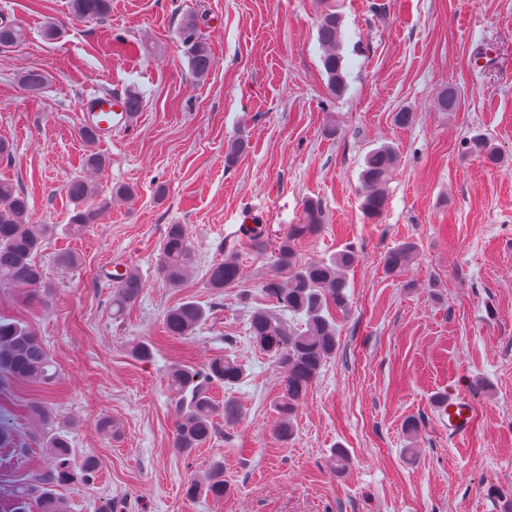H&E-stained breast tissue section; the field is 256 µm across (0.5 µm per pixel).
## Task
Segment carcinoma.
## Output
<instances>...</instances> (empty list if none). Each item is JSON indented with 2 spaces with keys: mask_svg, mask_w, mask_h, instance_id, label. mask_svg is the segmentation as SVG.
<instances>
[{
  "mask_svg": "<svg viewBox=\"0 0 512 512\" xmlns=\"http://www.w3.org/2000/svg\"><path fill=\"white\" fill-rule=\"evenodd\" d=\"M111 9V0H69L70 15L80 21L101 20ZM342 16L328 6L320 16L317 41L322 49L321 62L331 95L339 96L346 89L344 56L341 44ZM180 40L193 77L201 81L216 64L208 39L200 30L193 15L183 17L179 24ZM25 30L16 24H0V47L21 44ZM47 81L40 70L26 73L25 88L38 93ZM459 95L453 88L444 90L438 106L444 112L459 107ZM86 146L82 165L99 171L106 165V156L99 148L100 133L93 125H83L78 131ZM467 154L482 157L489 164L498 163L499 156L481 135L461 143ZM397 161L396 151L390 145L370 150L360 171L361 208L366 219L378 222L388 204L387 185ZM70 205V230L81 233L97 222L108 202L97 201L98 191L89 181L74 177L64 188ZM321 225V206L309 198L304 204L301 223L288 226L275 249L274 271L261 284L262 301L252 307L248 330L251 342L268 355L280 370L278 395L273 400L277 415L275 434L282 442L294 435V420L300 402L318 379L325 365L336 356L338 329L335 313H344L351 307L347 274L358 259L356 251L347 247L329 259L302 263L295 245L317 234ZM242 245L251 252H262L269 245L264 225L243 228ZM50 233V225L33 221L28 198L11 180L0 179V288L19 290L24 304L41 301L42 269L34 256L42 250ZM416 246L404 242L387 251L383 257L386 273L395 275L414 259ZM195 266V253L184 225H168L161 240L158 272L171 288H180L190 278ZM206 287L221 292L232 288L241 279L239 254L231 252L212 263L206 270ZM112 289V317L122 318L140 297L144 281L140 273L129 268L115 276ZM210 310L190 299L170 307L164 315L165 333L173 339H187L209 316ZM133 358L148 362L154 346L140 340L132 344ZM9 378L17 384L33 389L50 386L57 370L50 354L28 325L18 320L0 318V378ZM246 377L245 366L232 355H216L202 368L179 361L167 376L168 391L175 408L172 447L174 452L190 458L217 434V420L233 426L241 418L239 402L226 395L215 399L212 388L228 392L239 386ZM43 448L51 465L37 473L31 483H22L14 489L19 512H28L27 500L36 501L37 512H65L57 489L75 481L94 477L100 469L99 460L89 455L76 461L71 441L65 433L54 431L43 440ZM232 491V484L224 479V465L220 461L183 484V495L194 501L210 498L220 501Z\"/></svg>",
  "mask_w": 512,
  "mask_h": 512,
  "instance_id": "obj_1",
  "label": "carcinoma"
}]
</instances>
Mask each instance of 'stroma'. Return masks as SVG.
<instances>
[{
    "instance_id": "stroma-1",
    "label": "stroma",
    "mask_w": 512,
    "mask_h": 512,
    "mask_svg": "<svg viewBox=\"0 0 512 512\" xmlns=\"http://www.w3.org/2000/svg\"><path fill=\"white\" fill-rule=\"evenodd\" d=\"M342 16L346 90L333 96L321 63L317 21L323 0H112L97 23L70 20L66 0H0V20L22 26L23 44L0 47V138L14 144L0 177L28 197L33 219L54 232L36 261L45 298L29 308L0 290V317L27 321L60 373L45 399L48 422L26 414L34 393L0 382V512H13L12 485L46 466V429L68 432L76 458L96 456L95 481L61 488L68 512H498L512 495V0H335ZM196 15L217 64L189 73L179 41ZM59 38L43 36L47 22ZM127 50L113 52L114 39ZM47 73L42 92L21 79ZM454 87L461 101L441 111ZM136 90L143 106L100 142L109 164L100 197L114 184L135 195L113 202L80 237L67 230L64 185L81 175L82 97ZM414 115L395 125L397 112ZM335 124V135L325 128ZM485 133L497 164L463 153ZM250 150L227 164V146ZM388 143L397 166L379 223L361 210L364 157ZM319 199L322 229L297 245L300 261L354 247L352 303L337 314L339 347L302 401L295 435L274 433L278 370L252 344L251 302L275 254L243 253L241 283L215 292L205 272L235 249L257 219L282 235ZM184 225L196 266L184 287L159 276L167 225ZM412 241L417 254L391 276L383 256ZM77 252L66 269L56 253ZM137 268L145 287L129 314L113 319L106 272ZM212 307L209 320L175 344L162 337L166 310L184 298ZM155 347L144 363L131 342ZM247 369L232 392L238 425L192 460L174 453V407L166 388L173 361L197 366L218 352ZM446 395L468 399V431L449 437L437 419ZM107 416L118 437L98 427ZM420 425L416 437L406 418ZM347 449L345 473L329 467ZM233 491L221 501H187L182 487L211 462Z\"/></svg>"
}]
</instances>
